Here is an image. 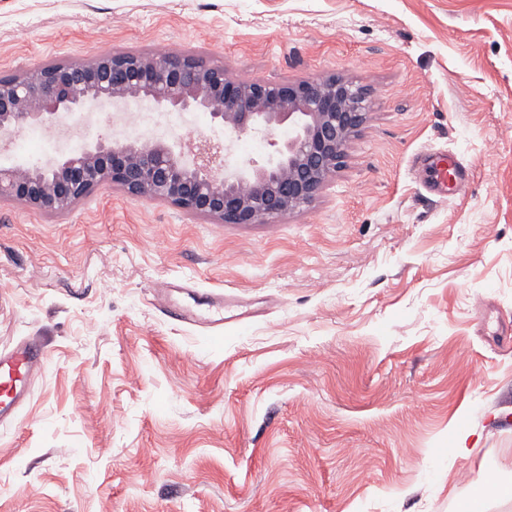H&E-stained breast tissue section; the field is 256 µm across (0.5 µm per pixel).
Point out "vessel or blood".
Instances as JSON below:
<instances>
[{"label": "vessel or blood", "mask_w": 512, "mask_h": 512, "mask_svg": "<svg viewBox=\"0 0 512 512\" xmlns=\"http://www.w3.org/2000/svg\"><path fill=\"white\" fill-rule=\"evenodd\" d=\"M430 185L441 197H449L464 179L462 165L455 156H440L429 166ZM173 294L164 307L171 318L195 329L202 339L216 340L224 330V305L230 295L223 289H203L189 283H171ZM48 353L36 336H27L0 349V428L12 427L28 402L31 387L42 375Z\"/></svg>", "instance_id": "obj_1"}]
</instances>
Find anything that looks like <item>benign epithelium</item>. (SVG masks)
Wrapping results in <instances>:
<instances>
[{
    "mask_svg": "<svg viewBox=\"0 0 512 512\" xmlns=\"http://www.w3.org/2000/svg\"><path fill=\"white\" fill-rule=\"evenodd\" d=\"M150 101L169 112H209L224 146L197 140L104 139L60 160L0 166V200L62 213L94 189L121 186L224 224H258L309 206L341 167L367 119L366 93L336 76L265 82L228 76L191 55L103 54L86 64H49L0 77V142L33 124L76 112ZM288 123L293 135L266 164H233L240 135Z\"/></svg>",
    "mask_w": 512,
    "mask_h": 512,
    "instance_id": "obj_1",
    "label": "benign epithelium"
}]
</instances>
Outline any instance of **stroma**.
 Segmentation results:
<instances>
[{
  "label": "stroma",
  "mask_w": 512,
  "mask_h": 512,
  "mask_svg": "<svg viewBox=\"0 0 512 512\" xmlns=\"http://www.w3.org/2000/svg\"><path fill=\"white\" fill-rule=\"evenodd\" d=\"M112 52L336 75L369 113L313 203L260 224L112 184L64 213L0 201V347L49 355L0 431V512H456L512 480V0H0V76ZM59 128L56 159L224 138L190 112ZM428 151L466 168L454 197L426 190ZM180 280L256 316L199 340L157 300Z\"/></svg>",
  "instance_id": "stroma-1"
}]
</instances>
